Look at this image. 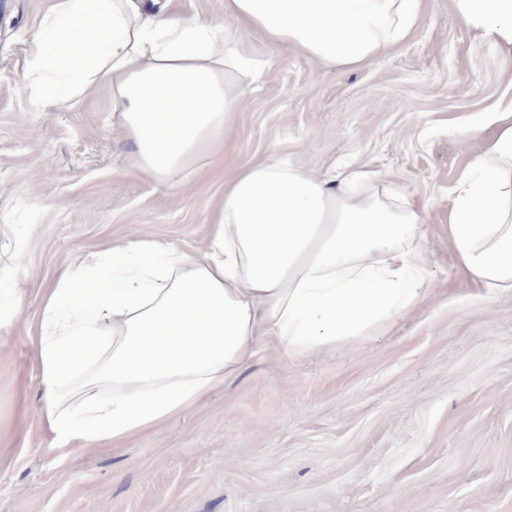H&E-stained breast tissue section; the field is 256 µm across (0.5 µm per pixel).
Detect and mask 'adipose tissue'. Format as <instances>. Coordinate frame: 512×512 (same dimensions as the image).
<instances>
[{
	"instance_id": "ef3b65f1",
	"label": "adipose tissue",
	"mask_w": 512,
	"mask_h": 512,
	"mask_svg": "<svg viewBox=\"0 0 512 512\" xmlns=\"http://www.w3.org/2000/svg\"><path fill=\"white\" fill-rule=\"evenodd\" d=\"M485 43L512 52V0H453ZM424 0H224L186 16L175 0H54L30 40L28 106L74 89L112 93L131 163L156 184L226 151L245 79L286 46L334 67L408 42ZM494 138L448 191V245L487 294L512 290V103L486 112ZM426 203L351 165L317 174L277 155L224 186L192 253L131 238L84 251L42 297L29 340L59 457L114 446L194 406L266 341L291 356L376 336L424 297Z\"/></svg>"
}]
</instances>
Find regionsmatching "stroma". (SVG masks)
Here are the masks:
<instances>
[{"label":"stroma","mask_w":512,"mask_h":512,"mask_svg":"<svg viewBox=\"0 0 512 512\" xmlns=\"http://www.w3.org/2000/svg\"><path fill=\"white\" fill-rule=\"evenodd\" d=\"M48 5L0 0V289L25 296L0 329V512H512V292L462 278L443 233L484 113L512 102V54L480 43L452 0H425L410 42L363 67L282 50L223 165L187 194L131 166L109 92L26 111L27 41ZM272 153L314 173L364 167L428 203L427 297L363 342L267 347L168 422L58 459L27 337L45 288L127 238L202 251L225 178Z\"/></svg>","instance_id":"1"}]
</instances>
